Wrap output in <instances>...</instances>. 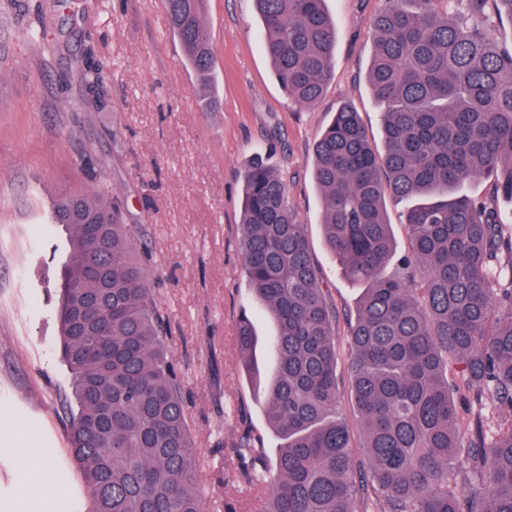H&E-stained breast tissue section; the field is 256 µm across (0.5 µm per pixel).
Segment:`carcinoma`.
<instances>
[{
	"label": "carcinoma",
	"mask_w": 512,
	"mask_h": 512,
	"mask_svg": "<svg viewBox=\"0 0 512 512\" xmlns=\"http://www.w3.org/2000/svg\"><path fill=\"white\" fill-rule=\"evenodd\" d=\"M170 31L197 81L215 78L204 0H163ZM264 50L282 90L301 105L322 98L336 28L325 0H254ZM28 38L44 52L43 0H30ZM512 0H385L368 71L382 107L383 151L357 112L340 108L315 146L322 224L342 275L361 287L349 343L351 384L370 462L374 512H512V234L498 209L512 201V44L495 34ZM79 111H103L105 65L87 48ZM66 189L45 219L69 233L57 288L62 357L77 412L70 452L83 468L87 512H204L197 457L169 359L166 323L138 228L97 180ZM491 181L492 196L460 193ZM389 197L407 202L409 250L394 258ZM241 249L251 288L279 326L267 410L282 437L269 462L263 437L243 430L234 471L262 487L255 512H368L336 418V309L318 279L287 180L260 161L244 177ZM237 342L253 350L246 316ZM467 387L509 411L492 435L475 417L464 434L448 386V357Z\"/></svg>",
	"instance_id": "carcinoma-1"
}]
</instances>
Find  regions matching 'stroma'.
<instances>
[{"label": "stroma", "instance_id": "stroma-1", "mask_svg": "<svg viewBox=\"0 0 512 512\" xmlns=\"http://www.w3.org/2000/svg\"><path fill=\"white\" fill-rule=\"evenodd\" d=\"M27 0H0V512H84L82 467L69 452L76 403L60 353L51 289L66 233L43 223L61 190L92 192L82 166L120 199L138 225L135 252L170 328L167 350L183 377L200 459L205 512H253L254 495L230 485L232 444L260 433L268 458L283 441L269 423L267 384L276 355L274 319L252 291L239 250L244 173L257 155L288 179L289 200L336 307L339 416L353 439L362 427L350 393L348 343L360 289L339 271L322 226L315 145L337 110L351 106L381 141L382 114L367 73L373 19L383 0H326L336 27L331 79L312 106L288 99L265 54L253 0H206L216 55L214 89L200 86L169 29L163 0H63L48 19L61 49L46 56L27 38ZM93 45L108 64V110L71 111L79 62ZM217 94L215 111L201 107ZM248 315L259 338L250 380L237 345ZM40 486L22 500L21 488Z\"/></svg>", "mask_w": 512, "mask_h": 512}]
</instances>
